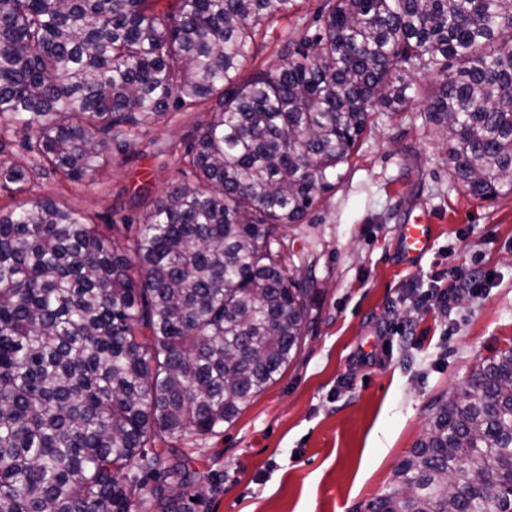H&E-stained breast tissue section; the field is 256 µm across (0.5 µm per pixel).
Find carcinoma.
Returning a JSON list of instances; mask_svg holds the SVG:
<instances>
[{
	"instance_id": "obj_1",
	"label": "carcinoma",
	"mask_w": 512,
	"mask_h": 512,
	"mask_svg": "<svg viewBox=\"0 0 512 512\" xmlns=\"http://www.w3.org/2000/svg\"><path fill=\"white\" fill-rule=\"evenodd\" d=\"M0 0V187L95 180L115 145L206 105L191 179L133 239L51 199L0 213V512H186L198 473L157 439L217 435L278 380L309 286L281 230L301 224L370 116L407 112L412 75L456 182L512 187V0H326L275 74L240 80L293 0ZM370 512H512V346L431 404Z\"/></svg>"
}]
</instances>
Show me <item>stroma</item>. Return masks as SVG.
Returning a JSON list of instances; mask_svg holds the SVG:
<instances>
[{
	"mask_svg": "<svg viewBox=\"0 0 512 512\" xmlns=\"http://www.w3.org/2000/svg\"><path fill=\"white\" fill-rule=\"evenodd\" d=\"M324 0H295L255 38L240 73L276 72L280 50L311 35ZM206 107L171 112L113 152L95 183L38 177L0 189V211L50 198L93 222L139 221L182 180L181 157ZM149 197H141L142 188ZM431 247L406 255L404 224ZM291 274L310 283L309 331L280 379L217 436H189L199 473L190 512H369L421 438L431 402L512 345V193L478 200L448 171V139L421 108L373 115L334 188L283 230ZM480 268L483 294L441 313L424 294ZM407 322L412 342L393 324Z\"/></svg>",
	"mask_w": 512,
	"mask_h": 512,
	"instance_id": "1",
	"label": "stroma"
}]
</instances>
